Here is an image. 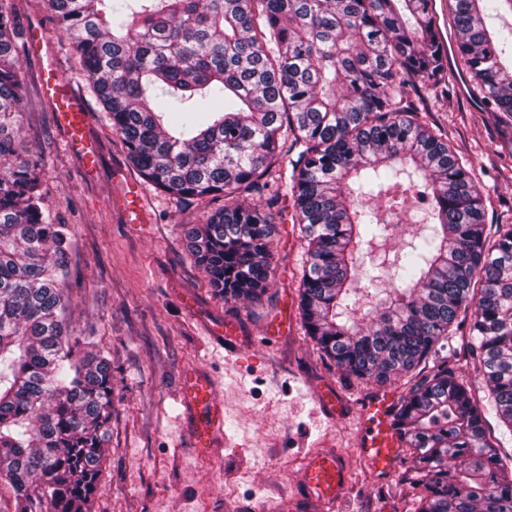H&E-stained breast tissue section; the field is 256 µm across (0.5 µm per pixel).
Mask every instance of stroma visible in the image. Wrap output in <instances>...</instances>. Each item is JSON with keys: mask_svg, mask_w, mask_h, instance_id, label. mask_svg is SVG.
I'll use <instances>...</instances> for the list:
<instances>
[{"mask_svg": "<svg viewBox=\"0 0 512 512\" xmlns=\"http://www.w3.org/2000/svg\"><path fill=\"white\" fill-rule=\"evenodd\" d=\"M10 4L23 28L48 34L39 57L27 44L18 47L26 104L16 149L39 164L45 204L70 234L73 332L112 357L114 415L91 512H255L285 494L305 499L303 462L321 449L341 455L347 470L342 512H414L413 491L401 481L408 460L381 475L357 451L363 399L384 389L398 399L402 387L346 377L306 334L298 310L305 241L291 196L282 194L274 216L272 286L261 305L225 302L184 235L223 197L182 201L140 183L46 0ZM52 59L91 114L94 176L83 174L43 97L41 70ZM413 101L473 163L488 223L512 224V124L486 111L459 79L447 93ZM133 183L144 210L132 224L124 202ZM226 330L231 339L223 338ZM190 369L213 379L224 407V443L210 455L197 454L188 437L193 415L181 404L180 382ZM324 390L341 410L323 407Z\"/></svg>", "mask_w": 512, "mask_h": 512, "instance_id": "obj_1", "label": "stroma"}]
</instances>
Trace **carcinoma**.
Instances as JSON below:
<instances>
[{"instance_id":"cac0c4a2","label":"carcinoma","mask_w":512,"mask_h":512,"mask_svg":"<svg viewBox=\"0 0 512 512\" xmlns=\"http://www.w3.org/2000/svg\"><path fill=\"white\" fill-rule=\"evenodd\" d=\"M47 2L140 177L182 199L224 196L185 238L226 301L258 304L271 286L279 193L268 176L289 161L307 336L360 382L405 381L394 426L412 458L403 481L415 512H512V457L487 427L493 411L512 430V224L489 231L473 164L409 99L448 89L430 0ZM502 11L512 0H448L459 77L511 119L512 26L486 23ZM21 35L0 4V482L15 512H88L112 358L71 334V240L48 213L39 167L15 151ZM209 97L224 110L205 108ZM409 169L423 179L431 233L379 264L370 280L395 288L361 314V263L407 204L412 186L396 178ZM462 315L482 397L446 363L415 374Z\"/></svg>"}]
</instances>
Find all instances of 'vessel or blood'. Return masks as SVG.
I'll use <instances>...</instances> for the list:
<instances>
[{
	"label": "vessel or blood",
	"instance_id": "b4317fda",
	"mask_svg": "<svg viewBox=\"0 0 512 512\" xmlns=\"http://www.w3.org/2000/svg\"><path fill=\"white\" fill-rule=\"evenodd\" d=\"M42 92L53 106L67 147L81 156L86 169H93L97 152L88 134L90 114L72 87L61 79L57 68H49L42 81ZM181 398L195 416L190 431L193 448L200 455L210 453L216 435L224 428V411L214 398L213 384L204 377L187 374L182 380ZM392 410L393 401L383 392L366 398L361 405L363 434L359 439V451L380 473L391 470L399 453V439L392 427ZM303 479L323 512H335L346 480L340 458L332 453L309 457Z\"/></svg>",
	"mask_w": 512,
	"mask_h": 512
}]
</instances>
